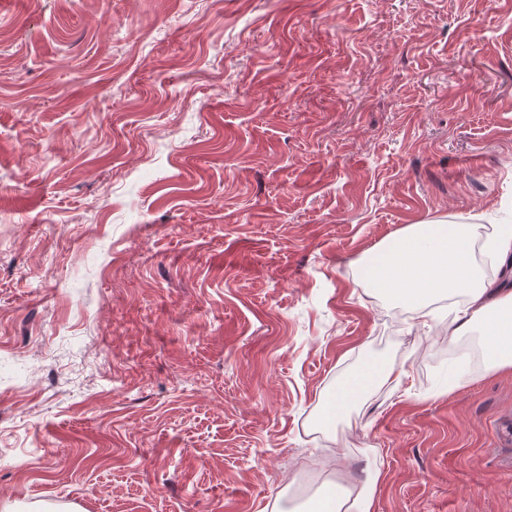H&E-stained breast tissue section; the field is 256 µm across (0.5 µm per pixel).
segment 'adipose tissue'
Segmentation results:
<instances>
[{"instance_id": "1", "label": "adipose tissue", "mask_w": 512, "mask_h": 512, "mask_svg": "<svg viewBox=\"0 0 512 512\" xmlns=\"http://www.w3.org/2000/svg\"><path fill=\"white\" fill-rule=\"evenodd\" d=\"M474 243L469 224H411L362 259V280L389 299L421 310L433 295H463L464 306L453 309L448 321L449 340L479 329L486 368L508 370L512 368V291L503 292L483 278ZM402 376L401 370L389 365H363L326 401L322 423L340 419L362 395ZM378 479V473L372 472L357 486L333 484L330 494L313 499L307 512H373Z\"/></svg>"}]
</instances>
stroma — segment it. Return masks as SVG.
<instances>
[{
  "mask_svg": "<svg viewBox=\"0 0 512 512\" xmlns=\"http://www.w3.org/2000/svg\"><path fill=\"white\" fill-rule=\"evenodd\" d=\"M511 218L512 0H0V512H512V372L359 268ZM403 375L404 372L394 366L366 363L336 387V391L323 406L322 423L337 422L362 395L383 383L400 380ZM378 473H369L360 486L336 482L331 493L313 499L307 512H372Z\"/></svg>",
  "mask_w": 512,
  "mask_h": 512,
  "instance_id": "obj_1",
  "label": "stroma"
}]
</instances>
